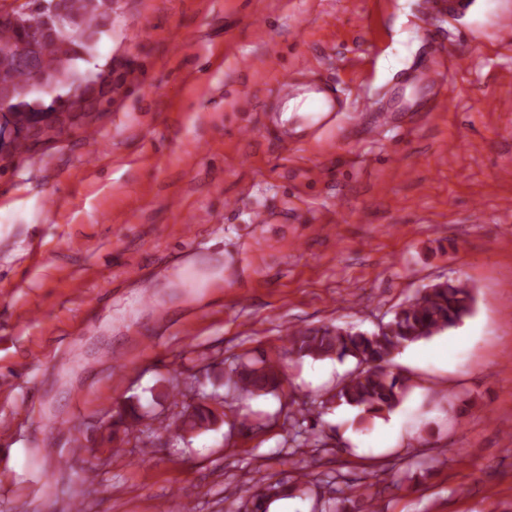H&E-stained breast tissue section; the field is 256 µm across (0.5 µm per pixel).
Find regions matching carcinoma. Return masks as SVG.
<instances>
[{
  "label": "carcinoma",
  "instance_id": "1",
  "mask_svg": "<svg viewBox=\"0 0 512 512\" xmlns=\"http://www.w3.org/2000/svg\"><path fill=\"white\" fill-rule=\"evenodd\" d=\"M34 19L61 13L65 31L55 32L48 47L36 58L34 65L18 60L5 71L0 82H7L15 94L7 103L6 112L16 118L28 112H64L71 109L83 95L92 90L95 76L82 71L80 64L96 57L97 45L108 25L106 0H29ZM23 36L22 29L7 20L0 21V47L12 45ZM474 297L461 282H436L396 310L392 317L372 333L339 325L298 328L288 333L289 351L314 360L352 358L356 372L334 393L320 401L330 410L348 406L358 412L360 420H373L393 412L410 389L409 379L390 370L396 354L408 345L429 339L456 327L471 315ZM284 372L276 362L259 360L238 362L230 367L225 383L231 399L243 402L255 396L270 394L280 384ZM141 404L124 408L114 424L136 426L143 415ZM218 422L207 402L187 405L172 421L175 427L190 434L213 429ZM298 487L286 477L263 481L254 487L248 501L252 512H267L270 503L293 496ZM344 490L333 488L320 500L321 512H349Z\"/></svg>",
  "mask_w": 512,
  "mask_h": 512
}]
</instances>
